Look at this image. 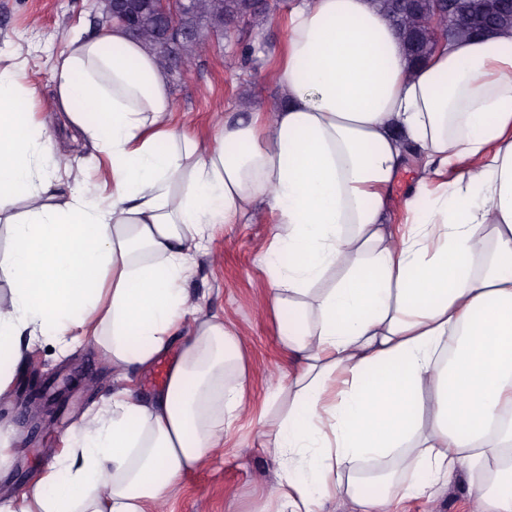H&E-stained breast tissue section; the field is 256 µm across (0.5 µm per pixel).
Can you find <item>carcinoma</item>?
Wrapping results in <instances>:
<instances>
[{"label": "carcinoma", "mask_w": 512, "mask_h": 512, "mask_svg": "<svg viewBox=\"0 0 512 512\" xmlns=\"http://www.w3.org/2000/svg\"><path fill=\"white\" fill-rule=\"evenodd\" d=\"M261 0H195L190 23L198 27L208 21L216 29L228 30L238 18L255 19L262 14ZM383 14L396 27L406 53L414 63L430 55L443 37L466 38L490 28L512 33V0H462L465 18L448 27V4L436 0H376Z\"/></svg>", "instance_id": "1"}]
</instances>
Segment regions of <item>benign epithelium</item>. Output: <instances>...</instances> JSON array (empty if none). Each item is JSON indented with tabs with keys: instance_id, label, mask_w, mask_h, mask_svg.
Wrapping results in <instances>:
<instances>
[{
	"instance_id": "1",
	"label": "benign epithelium",
	"mask_w": 512,
	"mask_h": 512,
	"mask_svg": "<svg viewBox=\"0 0 512 512\" xmlns=\"http://www.w3.org/2000/svg\"><path fill=\"white\" fill-rule=\"evenodd\" d=\"M193 0H104L105 17L99 24H118L133 30L139 17L145 13L155 17L159 25L158 47L162 51H172L184 41H195L200 29L186 27L182 18L191 10Z\"/></svg>"
}]
</instances>
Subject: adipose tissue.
<instances>
[{
	"label": "adipose tissue",
	"instance_id": "1",
	"mask_svg": "<svg viewBox=\"0 0 512 512\" xmlns=\"http://www.w3.org/2000/svg\"><path fill=\"white\" fill-rule=\"evenodd\" d=\"M0 69V352L92 337L117 378L172 341L150 402L121 390L85 413L66 456L0 512H148L224 443L246 407L240 341L192 317L191 253L212 225L275 215L287 263L269 303L296 369L271 432L282 512L346 495L392 512L427 483L490 462L475 512H512V33L442 39L412 64L373 0H301L270 62L282 100L225 116L211 140L178 130L169 77L120 26L74 35L52 95ZM50 110L109 159L108 205L41 175ZM417 163L391 228V190ZM233 383H226L227 375ZM389 459L373 496L362 464Z\"/></svg>",
	"mask_w": 512,
	"mask_h": 512
}]
</instances>
